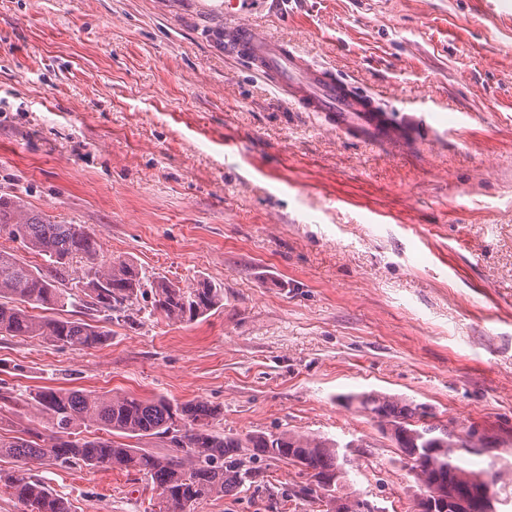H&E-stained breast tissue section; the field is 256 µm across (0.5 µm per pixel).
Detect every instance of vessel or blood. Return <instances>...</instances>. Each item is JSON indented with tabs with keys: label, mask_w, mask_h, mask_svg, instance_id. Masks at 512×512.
Wrapping results in <instances>:
<instances>
[{
	"label": "vessel or blood",
	"mask_w": 512,
	"mask_h": 512,
	"mask_svg": "<svg viewBox=\"0 0 512 512\" xmlns=\"http://www.w3.org/2000/svg\"><path fill=\"white\" fill-rule=\"evenodd\" d=\"M253 2L224 0L227 48L305 111L329 114L336 129H352L383 145L400 139L401 123L379 110L372 97L355 92L327 68L310 63L287 42L263 37L245 24V17L253 13Z\"/></svg>",
	"instance_id": "vessel-or-blood-1"
}]
</instances>
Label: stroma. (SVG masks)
<instances>
[{
  "label": "stroma",
  "mask_w": 512,
  "mask_h": 512,
  "mask_svg": "<svg viewBox=\"0 0 512 512\" xmlns=\"http://www.w3.org/2000/svg\"><path fill=\"white\" fill-rule=\"evenodd\" d=\"M224 0H0V196L80 224L105 258L224 304L138 301L97 348L0 334V435L46 387L202 399L221 433L348 448L345 493L413 512L398 448L349 394L476 424L512 492V0H287L255 19L414 119L403 146L291 104L217 35ZM72 512H155L134 470L37 465ZM281 462L201 512H313Z\"/></svg>",
  "instance_id": "1"
}]
</instances>
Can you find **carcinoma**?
Listing matches in <instances>:
<instances>
[{
  "mask_svg": "<svg viewBox=\"0 0 512 512\" xmlns=\"http://www.w3.org/2000/svg\"><path fill=\"white\" fill-rule=\"evenodd\" d=\"M0 233L20 241L31 252L48 258L33 266L13 250L0 247V333L39 337L57 347L92 348L103 344L109 331L82 319H52L31 313L27 306L46 308L74 304L73 294L59 287L69 264L81 263L83 307L112 315L124 313L138 297L152 295L153 310L174 323L194 321L222 306L224 293L199 280L180 286L164 279L145 281L126 260L99 257L94 235L78 224H60L26 209L18 198L0 197ZM389 437L410 462L420 487L415 512H454L447 501L434 508L423 496L433 485L457 491L480 479L497 484L498 472L477 466L484 455V438L472 440L473 426L457 430L427 421L428 406L371 391L347 396ZM30 417L49 431H29V438H0V454L24 465L82 464L86 467L135 470L151 481L163 508L159 512H198L211 499L229 495L259 477L256 463L291 464L307 476L291 496L315 503L326 501L322 512H363L360 501L340 495L352 467L334 440L290 430L254 433L213 431L218 407L203 400L178 402L165 396L141 399L107 391L45 388L30 402ZM95 428L108 437H75V431ZM160 438L168 443L162 454L136 448L117 438ZM4 485L28 507V512H71L70 504L44 483L23 473Z\"/></svg>",
  "mask_w": 512,
  "mask_h": 512,
  "instance_id": "cac0c4a2",
  "label": "carcinoma"
}]
</instances>
